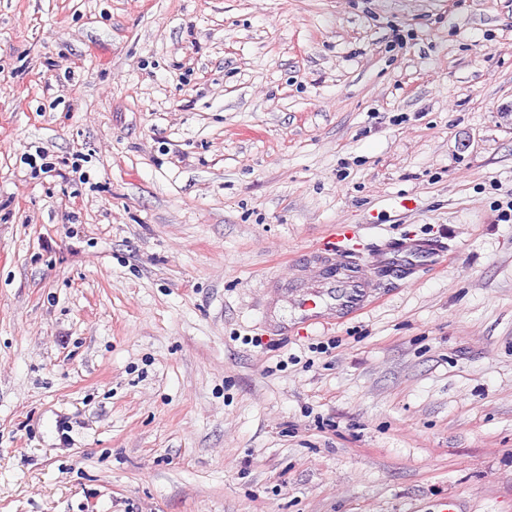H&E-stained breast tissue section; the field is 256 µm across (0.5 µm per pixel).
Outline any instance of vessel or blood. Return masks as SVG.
<instances>
[{"label": "vessel or blood", "instance_id": "vessel-or-blood-1", "mask_svg": "<svg viewBox=\"0 0 512 512\" xmlns=\"http://www.w3.org/2000/svg\"><path fill=\"white\" fill-rule=\"evenodd\" d=\"M438 247L428 242L398 243L383 248L382 268L393 273L409 265L413 259L429 258L436 255ZM333 266L335 271L326 277L317 292H298L294 309L308 320L316 319L318 307H333L340 314L355 313L365 309L369 282L361 265L351 262L344 252H336Z\"/></svg>", "mask_w": 512, "mask_h": 512}]
</instances>
